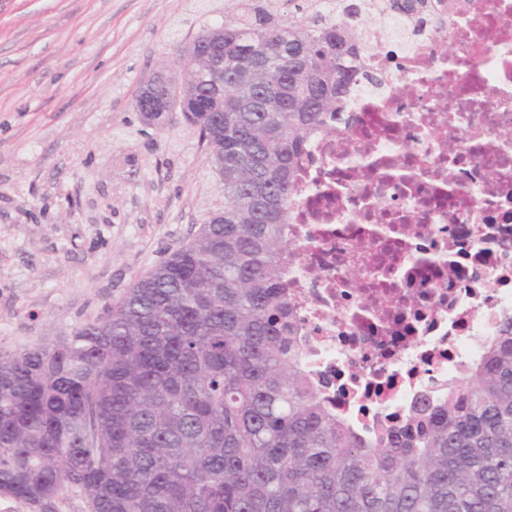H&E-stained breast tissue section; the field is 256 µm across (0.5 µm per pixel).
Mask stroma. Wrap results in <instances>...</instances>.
Segmentation results:
<instances>
[{
	"label": "stroma",
	"instance_id": "stroma-1",
	"mask_svg": "<svg viewBox=\"0 0 512 512\" xmlns=\"http://www.w3.org/2000/svg\"><path fill=\"white\" fill-rule=\"evenodd\" d=\"M224 0H0V353L61 343L221 204L181 113L147 79Z\"/></svg>",
	"mask_w": 512,
	"mask_h": 512
}]
</instances>
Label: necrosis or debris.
Here are the masks:
<instances>
[{
    "instance_id": "1",
    "label": "necrosis or debris",
    "mask_w": 512,
    "mask_h": 512,
    "mask_svg": "<svg viewBox=\"0 0 512 512\" xmlns=\"http://www.w3.org/2000/svg\"><path fill=\"white\" fill-rule=\"evenodd\" d=\"M363 37L288 204V286L331 406L368 423L443 388L512 319V0L382 16Z\"/></svg>"
}]
</instances>
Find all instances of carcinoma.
<instances>
[{"instance_id": "carcinoma-1", "label": "carcinoma", "mask_w": 512, "mask_h": 512, "mask_svg": "<svg viewBox=\"0 0 512 512\" xmlns=\"http://www.w3.org/2000/svg\"><path fill=\"white\" fill-rule=\"evenodd\" d=\"M447 0H224L181 56L185 126L224 193L68 341L0 354V497L58 512H512V321L400 421L357 429L306 366L288 201L358 76L359 28Z\"/></svg>"}]
</instances>
